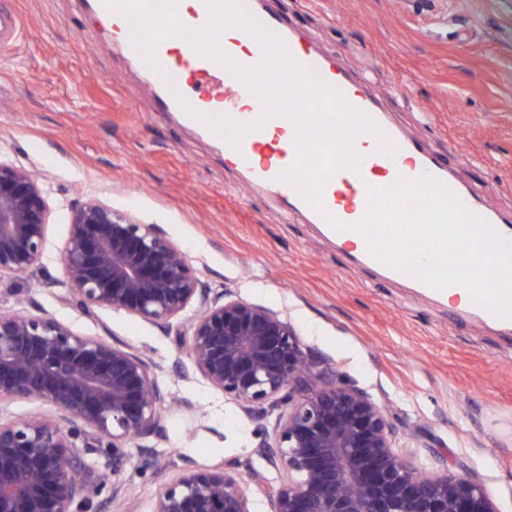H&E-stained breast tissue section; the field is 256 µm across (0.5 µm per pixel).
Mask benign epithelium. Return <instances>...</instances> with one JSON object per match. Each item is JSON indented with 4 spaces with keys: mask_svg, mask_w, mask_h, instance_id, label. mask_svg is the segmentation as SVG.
Here are the masks:
<instances>
[{
    "mask_svg": "<svg viewBox=\"0 0 512 512\" xmlns=\"http://www.w3.org/2000/svg\"><path fill=\"white\" fill-rule=\"evenodd\" d=\"M48 193L28 170L0 161V272H27L44 253ZM63 301L86 312H129L163 329L195 304L184 332L194 370L246 416L276 410L257 448L279 473L269 512H498L462 470L432 472L396 444L397 422L362 389L305 349L288 319L224 291L210 296L189 258L156 225L96 198L70 204L60 252ZM28 398L55 415L0 418V512H93L106 485L84 455L112 443V467L133 436L157 429L170 401L155 363L129 345L84 338L29 311L0 314V404ZM91 442L80 448L75 438ZM224 467H188L154 512H252L251 484Z\"/></svg>",
    "mask_w": 512,
    "mask_h": 512,
    "instance_id": "benign-epithelium-1",
    "label": "benign epithelium"
}]
</instances>
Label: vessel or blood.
Listing matches in <instances>:
<instances>
[{"instance_id":"obj_1","label":"vessel or blood","mask_w":512,"mask_h":512,"mask_svg":"<svg viewBox=\"0 0 512 512\" xmlns=\"http://www.w3.org/2000/svg\"><path fill=\"white\" fill-rule=\"evenodd\" d=\"M260 2L244 0L260 22L281 35L287 54L310 74L338 88L353 108L365 112L382 128L384 135L380 138L368 133L354 136L351 145L360 157L358 167H338L325 185L321 203L309 202L304 196L303 184L283 176L298 155L294 123L286 117L273 116L267 117L262 129H253V122L266 116L263 103L223 66L199 56L186 44L180 51H173L168 40L155 51L161 67L156 75L159 105L164 111L179 112L176 98L183 95L205 114L219 111L249 126V133L239 145L223 143L225 165L242 171L254 186L301 213L311 223L325 225L327 233L336 241L351 237L352 225L368 212L369 188L381 182L390 186L400 178L414 181L426 174L441 181L468 211L487 222L493 238L512 241L511 225L490 210L479 196L464 190L449 176L447 169L427 156L414 141L402 136L366 95L360 82L347 78L333 61L297 40L282 19L262 11ZM95 7L111 18L113 37L126 53L139 58L130 27L121 14L107 0H95ZM178 15L190 27L202 26L209 18L203 0H180ZM219 44L238 65L246 68L258 66L264 57L257 41L236 29L224 31ZM467 307L493 320L512 324V290L498 291L495 299L489 301L483 289H475Z\"/></svg>"}]
</instances>
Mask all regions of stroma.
Masks as SVG:
<instances>
[{
    "label": "stroma",
    "mask_w": 512,
    "mask_h": 512,
    "mask_svg": "<svg viewBox=\"0 0 512 512\" xmlns=\"http://www.w3.org/2000/svg\"><path fill=\"white\" fill-rule=\"evenodd\" d=\"M360 81L400 132L492 210L512 217V0H264ZM19 41L0 47V160L49 192L48 239L28 272L0 273V314L20 308L84 337H112L156 361L178 400L157 434L86 455L123 493L100 512H153L185 468L222 466L273 485L260 427L189 372L175 335L124 311L66 304L59 250L71 202L92 197L158 225L213 293L231 290L293 324L325 368L364 389L430 469L476 473L512 512V328L359 262L322 225L288 212L226 168L221 146L160 111L157 83L112 39L91 0H0ZM187 368L179 377L177 367Z\"/></svg>",
    "instance_id": "obj_1"
}]
</instances>
